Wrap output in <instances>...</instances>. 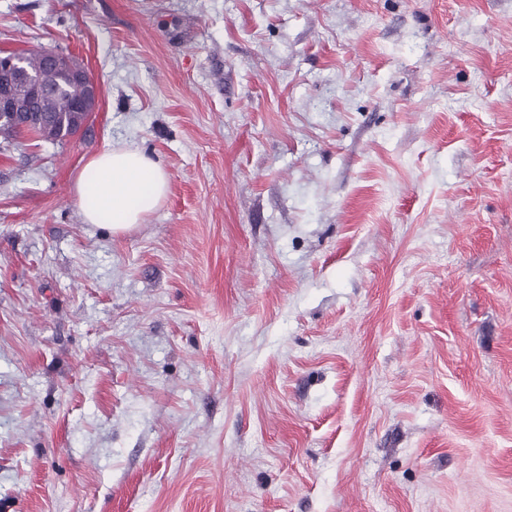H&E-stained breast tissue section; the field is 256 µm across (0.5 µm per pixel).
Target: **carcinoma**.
Listing matches in <instances>:
<instances>
[{
  "label": "carcinoma",
  "mask_w": 512,
  "mask_h": 512,
  "mask_svg": "<svg viewBox=\"0 0 512 512\" xmlns=\"http://www.w3.org/2000/svg\"><path fill=\"white\" fill-rule=\"evenodd\" d=\"M25 67L37 74L45 85L57 88V93L39 102V111L29 112L23 117H11L0 121V137L14 138L28 131L34 132L47 142H60L75 135L77 127L84 118L79 112L70 111L72 101L78 92L61 81L56 70H44L41 56L33 53L24 57Z\"/></svg>",
  "instance_id": "obj_1"
}]
</instances>
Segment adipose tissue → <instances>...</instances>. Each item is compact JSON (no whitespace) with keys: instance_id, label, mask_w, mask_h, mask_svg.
<instances>
[{"instance_id":"obj_1","label":"adipose tissue","mask_w":512,"mask_h":512,"mask_svg":"<svg viewBox=\"0 0 512 512\" xmlns=\"http://www.w3.org/2000/svg\"><path fill=\"white\" fill-rule=\"evenodd\" d=\"M169 190L164 169L139 149L110 147L90 157L75 180L85 223L113 234L142 223Z\"/></svg>"}]
</instances>
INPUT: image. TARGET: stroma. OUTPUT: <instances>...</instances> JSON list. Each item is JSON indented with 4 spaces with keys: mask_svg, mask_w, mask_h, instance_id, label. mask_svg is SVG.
<instances>
[{
    "mask_svg": "<svg viewBox=\"0 0 512 512\" xmlns=\"http://www.w3.org/2000/svg\"><path fill=\"white\" fill-rule=\"evenodd\" d=\"M39 48L101 94L0 149V512H512V0H0ZM168 190L164 169L130 147H110L93 155L75 180L84 222L104 226L115 235L141 224Z\"/></svg>",
    "mask_w": 512,
    "mask_h": 512,
    "instance_id": "obj_1",
    "label": "stroma"
}]
</instances>
